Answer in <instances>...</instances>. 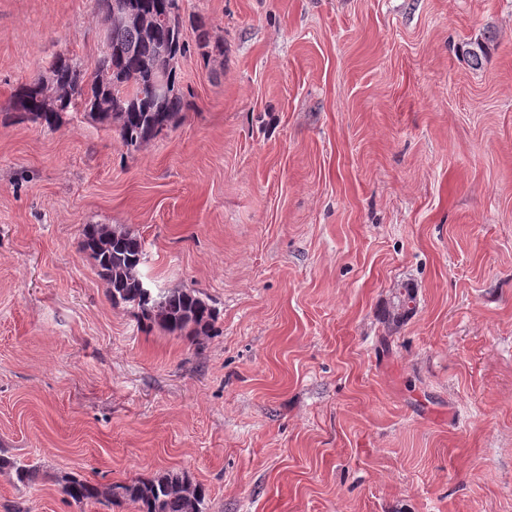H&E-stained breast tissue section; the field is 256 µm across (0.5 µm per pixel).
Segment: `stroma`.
I'll return each instance as SVG.
<instances>
[{
  "mask_svg": "<svg viewBox=\"0 0 512 512\" xmlns=\"http://www.w3.org/2000/svg\"><path fill=\"white\" fill-rule=\"evenodd\" d=\"M182 15L224 52L179 59L181 122L129 155L83 111H7L56 55L94 68L97 0H0V512H135L61 479L164 470L205 512H512V0ZM86 224L140 236L211 334L112 300Z\"/></svg>",
  "mask_w": 512,
  "mask_h": 512,
  "instance_id": "1",
  "label": "stroma"
}]
</instances>
